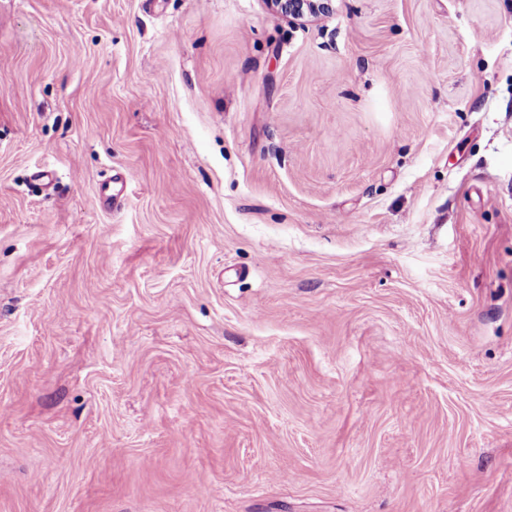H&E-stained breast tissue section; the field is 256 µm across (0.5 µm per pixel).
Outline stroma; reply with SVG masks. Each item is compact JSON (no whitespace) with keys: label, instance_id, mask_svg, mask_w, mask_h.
I'll list each match as a JSON object with an SVG mask.
<instances>
[{"label":"stroma","instance_id":"1","mask_svg":"<svg viewBox=\"0 0 512 512\" xmlns=\"http://www.w3.org/2000/svg\"><path fill=\"white\" fill-rule=\"evenodd\" d=\"M0 512H512V0H0ZM282 14L298 21L308 16L322 15L332 10L333 0H269Z\"/></svg>","mask_w":512,"mask_h":512}]
</instances>
